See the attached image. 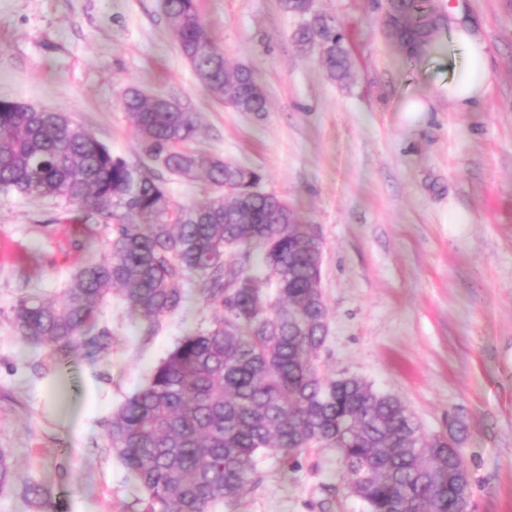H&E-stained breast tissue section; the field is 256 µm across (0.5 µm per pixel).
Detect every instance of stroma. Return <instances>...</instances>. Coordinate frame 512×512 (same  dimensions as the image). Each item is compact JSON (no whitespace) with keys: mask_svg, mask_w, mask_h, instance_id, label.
<instances>
[{"mask_svg":"<svg viewBox=\"0 0 512 512\" xmlns=\"http://www.w3.org/2000/svg\"><path fill=\"white\" fill-rule=\"evenodd\" d=\"M197 4L227 63L256 71L266 112L235 111L200 86L163 0H0V100L69 115L133 163L144 155L120 105L125 88L195 112L191 149L260 170L263 189L323 240L321 373L397 395L425 434L461 421L468 512H512V0H466L491 71L486 97L466 112L444 91L460 56L450 34L409 59L376 0L315 2L349 36L346 86L297 48L298 20L280 0ZM417 98L427 112L404 113ZM109 236L78 206L0 195V448L16 481L47 489L57 512H138L105 424L183 336L216 317L186 279L183 309L147 335L116 293L104 310L110 364L78 352L54 370L49 349L15 332L13 307L57 297ZM346 484L335 449H307L293 467L269 450L223 512H366Z\"/></svg>","mask_w":512,"mask_h":512,"instance_id":"obj_1","label":"stroma"}]
</instances>
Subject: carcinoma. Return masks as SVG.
<instances>
[{"label": "carcinoma", "mask_w": 512, "mask_h": 512, "mask_svg": "<svg viewBox=\"0 0 512 512\" xmlns=\"http://www.w3.org/2000/svg\"><path fill=\"white\" fill-rule=\"evenodd\" d=\"M281 6L299 19L297 46L318 39L321 66L349 84L353 62L340 27L315 0ZM163 7L201 86L239 112L267 111L255 71L227 64L196 0ZM384 18L411 59L432 53L445 27L430 0H384ZM121 105L140 138L139 163L64 113L0 102V194L74 204L111 225L107 254L90 256L58 298L33 294L13 307L17 333L48 348L57 368L75 351L109 362L102 311L116 291L149 334L182 309L178 284L191 275L205 305L220 311L182 337L106 424L109 452L138 485L140 512H214L254 483L259 453L274 450L292 467L315 446L336 449L367 512H463V428L451 422L448 433L429 437L398 396L319 371L329 326L321 237L285 199L258 190L261 172L187 150L196 115L178 101L129 87ZM157 166L183 178L202 172L219 191L203 204H177ZM14 470L0 448V494L18 492L37 512H55L51 494L17 483Z\"/></svg>", "instance_id": "carcinoma-1"}]
</instances>
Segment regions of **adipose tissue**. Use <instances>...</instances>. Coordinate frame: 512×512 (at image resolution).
Instances as JSON below:
<instances>
[{
    "label": "adipose tissue",
    "instance_id": "1",
    "mask_svg": "<svg viewBox=\"0 0 512 512\" xmlns=\"http://www.w3.org/2000/svg\"><path fill=\"white\" fill-rule=\"evenodd\" d=\"M446 13L453 22V37L466 55L464 71L448 82V99L459 110L467 111L487 92L490 78L487 46L481 35L466 22L464 0H447Z\"/></svg>",
    "mask_w": 512,
    "mask_h": 512
}]
</instances>
